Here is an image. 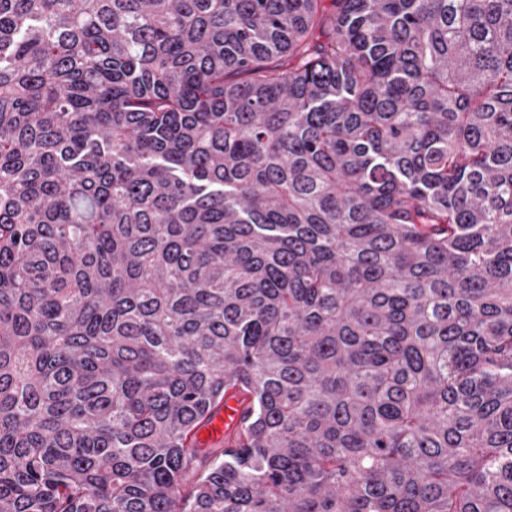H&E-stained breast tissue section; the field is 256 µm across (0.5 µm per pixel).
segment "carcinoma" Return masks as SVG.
Wrapping results in <instances>:
<instances>
[{"label":"carcinoma","mask_w":512,"mask_h":512,"mask_svg":"<svg viewBox=\"0 0 512 512\" xmlns=\"http://www.w3.org/2000/svg\"><path fill=\"white\" fill-rule=\"evenodd\" d=\"M0 512H512V0H0ZM243 415V405L240 397L226 399L224 406L218 408L209 423L201 427L196 435L199 440L213 441L220 438L227 430L240 425Z\"/></svg>","instance_id":"obj_1"}]
</instances>
